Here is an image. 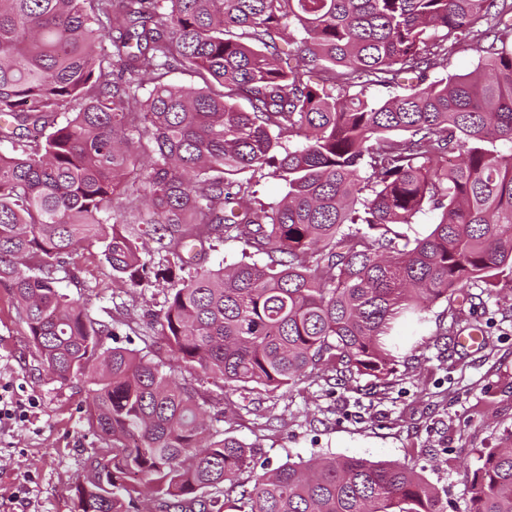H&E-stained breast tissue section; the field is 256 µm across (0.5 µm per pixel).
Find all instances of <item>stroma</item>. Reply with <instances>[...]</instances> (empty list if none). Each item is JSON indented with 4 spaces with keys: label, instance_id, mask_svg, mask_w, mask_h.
<instances>
[{
    "label": "stroma",
    "instance_id": "35a3bbf8",
    "mask_svg": "<svg viewBox=\"0 0 512 512\" xmlns=\"http://www.w3.org/2000/svg\"><path fill=\"white\" fill-rule=\"evenodd\" d=\"M92 315L126 336L147 311H159L166 282L133 287L114 277L96 249L73 256ZM484 339L470 345L443 335L445 304L423 325L398 323L402 346L386 392L366 380L333 384L330 372L303 374L286 394L230 393L224 431L255 445L274 464L333 453L397 461L422 471L447 512H469L467 477L479 453L512 440V287L462 304ZM0 386L28 417L0 427V512H74L70 488L106 445L85 415L89 384L52 379L8 292L0 287Z\"/></svg>",
    "mask_w": 512,
    "mask_h": 512
}]
</instances>
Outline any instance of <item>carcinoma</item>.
Listing matches in <instances>:
<instances>
[{
  "mask_svg": "<svg viewBox=\"0 0 512 512\" xmlns=\"http://www.w3.org/2000/svg\"><path fill=\"white\" fill-rule=\"evenodd\" d=\"M474 38V70L431 76ZM0 139V286L47 373L95 386L87 420L110 442L75 512H445L405 464L258 460L173 372L386 388L394 320L446 302L453 336L455 294L512 283V0H0ZM244 170L282 199L251 205ZM119 196L145 201L131 228L110 223ZM425 210L427 234L398 231ZM224 240L269 262L206 266ZM87 247L133 286L171 284L144 348L61 290ZM468 495L512 512L511 447Z\"/></svg>",
  "mask_w": 512,
  "mask_h": 512,
  "instance_id": "1",
  "label": "carcinoma"
}]
</instances>
